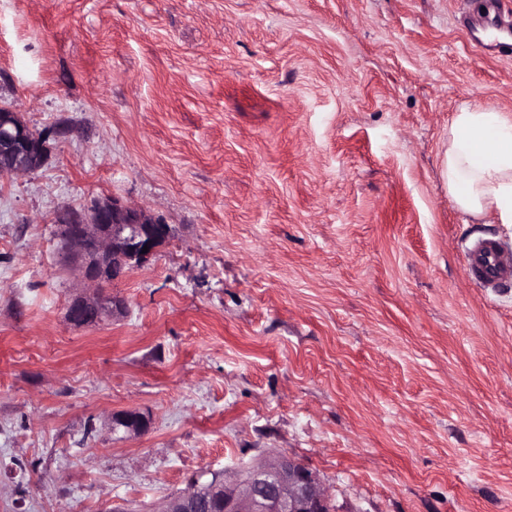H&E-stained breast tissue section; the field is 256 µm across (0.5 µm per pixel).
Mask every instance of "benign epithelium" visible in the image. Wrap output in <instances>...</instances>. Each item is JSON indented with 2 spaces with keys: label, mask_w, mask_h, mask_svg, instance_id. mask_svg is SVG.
<instances>
[{
  "label": "benign epithelium",
  "mask_w": 512,
  "mask_h": 512,
  "mask_svg": "<svg viewBox=\"0 0 512 512\" xmlns=\"http://www.w3.org/2000/svg\"><path fill=\"white\" fill-rule=\"evenodd\" d=\"M50 155L47 140H30L26 123L11 106H0V174H28L41 168ZM61 250L81 282L82 292L68 301L65 318L84 325L81 312H97V321L122 313L125 300L104 291L112 272L123 279L135 267L147 264L174 237L171 225L142 208L116 197L98 198L59 225ZM149 251L142 252L143 247ZM149 421L138 412L112 415V432L141 435ZM220 512H331L326 488L305 465L283 452L265 456L224 476L194 480L187 489L163 501L157 512H204L211 505Z\"/></svg>",
  "instance_id": "benign-epithelium-1"
}]
</instances>
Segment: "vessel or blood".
Instances as JSON below:
<instances>
[{
    "label": "vessel or blood",
    "mask_w": 512,
    "mask_h": 512,
    "mask_svg": "<svg viewBox=\"0 0 512 512\" xmlns=\"http://www.w3.org/2000/svg\"><path fill=\"white\" fill-rule=\"evenodd\" d=\"M465 271L479 288H500L512 284V248L491 237H482L463 252Z\"/></svg>",
    "instance_id": "1"
}]
</instances>
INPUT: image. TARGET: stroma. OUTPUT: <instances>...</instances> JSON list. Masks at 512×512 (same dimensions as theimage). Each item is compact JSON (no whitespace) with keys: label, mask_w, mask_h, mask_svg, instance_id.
<instances>
[{"label":"stroma","mask_w":512,"mask_h":512,"mask_svg":"<svg viewBox=\"0 0 512 512\" xmlns=\"http://www.w3.org/2000/svg\"><path fill=\"white\" fill-rule=\"evenodd\" d=\"M477 9L0 0V103L51 148L0 175V512H153L270 451L333 512H512V288L462 263L512 224L439 174L461 105L512 120ZM105 196L176 236L75 327L55 215ZM149 427V421L138 412H123L112 416V431L119 433L141 435Z\"/></svg>","instance_id":"obj_1"}]
</instances>
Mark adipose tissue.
I'll return each mask as SVG.
<instances>
[{"instance_id": "ef3b65f1", "label": "adipose tissue", "mask_w": 512, "mask_h": 512, "mask_svg": "<svg viewBox=\"0 0 512 512\" xmlns=\"http://www.w3.org/2000/svg\"><path fill=\"white\" fill-rule=\"evenodd\" d=\"M440 177L462 213L512 224V120L492 107H462L448 129Z\"/></svg>"}]
</instances>
